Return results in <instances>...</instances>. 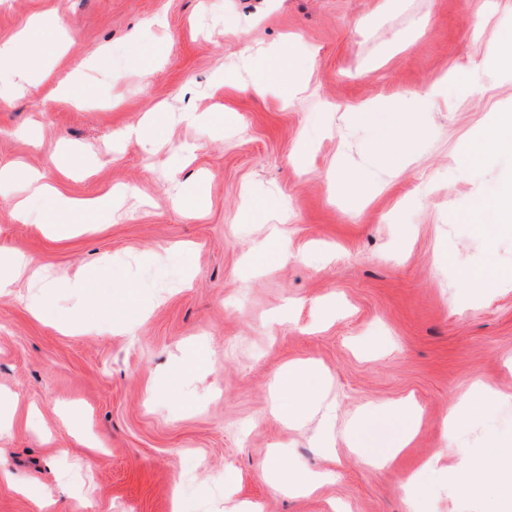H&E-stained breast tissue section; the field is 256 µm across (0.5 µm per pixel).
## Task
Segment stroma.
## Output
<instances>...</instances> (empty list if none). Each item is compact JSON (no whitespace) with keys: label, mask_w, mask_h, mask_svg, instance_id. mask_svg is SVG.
<instances>
[{"label":"stroma","mask_w":512,"mask_h":512,"mask_svg":"<svg viewBox=\"0 0 512 512\" xmlns=\"http://www.w3.org/2000/svg\"><path fill=\"white\" fill-rule=\"evenodd\" d=\"M505 27L512 0H0V42L55 46L46 77L0 70V167L71 197L126 190L58 238L39 226L45 201L30 198L22 224L21 186L0 189V250L84 283L0 293V512H40V493L56 512H172L177 498L186 512H483L423 466L439 452L446 468L478 460L496 486L494 459L512 453V287L469 279L489 257L512 270V234L490 242L465 219L474 200L494 205L512 155L462 157L512 113V74L491 56ZM282 54L308 80L290 103L224 81L246 56ZM146 120L153 143L119 140ZM414 127L405 156L379 157ZM60 139L75 148L65 172L51 161ZM201 173L190 218L175 197ZM344 174L368 194L340 195ZM78 314L84 331L59 330ZM295 363L324 404L290 423L272 407ZM476 385L495 400L445 427ZM405 398L419 407L411 444L388 467L360 462L344 431L366 418L370 446L390 447L386 407ZM269 461L324 480L277 491Z\"/></svg>","instance_id":"1"}]
</instances>
